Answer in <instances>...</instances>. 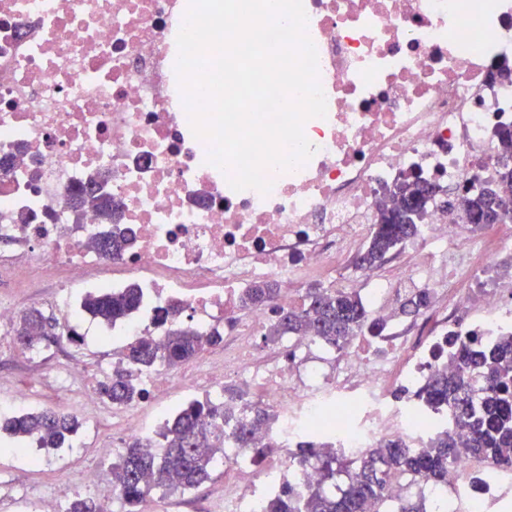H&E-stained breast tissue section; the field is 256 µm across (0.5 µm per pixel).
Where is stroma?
I'll list each match as a JSON object with an SVG mask.
<instances>
[{"label": "stroma", "instance_id": "35a3bbf8", "mask_svg": "<svg viewBox=\"0 0 512 512\" xmlns=\"http://www.w3.org/2000/svg\"><path fill=\"white\" fill-rule=\"evenodd\" d=\"M86 328L87 320H80ZM11 327H0V338L6 339L0 348V391L13 394L18 410L54 409L83 418L84 423L72 447L47 453L44 466L30 464V455L15 450L9 437L0 438V473L22 474L23 480L14 484L12 494L0 496V512H19L18 502L27 497L54 491L65 497L67 486L75 479L92 481L111 474L112 461L101 453L103 445L112 441V406L103 403L100 418L85 420V393L95 389L112 372V345L100 336L88 332L83 345L75 346L61 341L58 346L44 350L41 363L28 362L25 348L12 339ZM74 362L79 379L67 392H60L55 382L53 367L56 361ZM224 495V472L216 470L208 482L185 493L155 492L158 512H213L214 504Z\"/></svg>", "mask_w": 512, "mask_h": 512}]
</instances>
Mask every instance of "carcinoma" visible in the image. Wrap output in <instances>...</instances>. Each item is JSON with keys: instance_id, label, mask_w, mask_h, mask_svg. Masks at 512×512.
Instances as JSON below:
<instances>
[{"instance_id": "1", "label": "carcinoma", "mask_w": 512, "mask_h": 512, "mask_svg": "<svg viewBox=\"0 0 512 512\" xmlns=\"http://www.w3.org/2000/svg\"><path fill=\"white\" fill-rule=\"evenodd\" d=\"M500 146L498 182L512 183V126L497 131ZM422 179L403 177L389 189L388 198L378 208L375 224L365 249L357 257L362 267L380 268L389 257L415 237L421 218L412 208ZM501 197L490 183H481L459 195V206L466 223L492 225L498 221ZM78 214L96 210L112 228L97 236L99 254L111 257L125 252L130 243L121 228L112 197L81 188L70 197ZM280 286L274 280L255 283L241 297V307L250 309L272 304ZM430 301L422 289L406 298L396 315L416 316ZM142 303L140 289L132 284L123 291H97L84 295L82 313L108 325L123 322ZM166 326L165 341L153 344L135 340L121 352L108 380L98 393L114 405H125L143 395L139 375L156 367L176 368L195 358L205 347L221 341V335L204 333L183 321L166 325L167 314L157 316ZM385 320L373 315L360 292L352 289L315 287L307 289L300 307L282 311L264 333L273 342L288 336L309 335L339 350L357 336L378 337ZM13 333L24 338L23 345L49 347L62 339L76 342L80 333L74 327L59 328L53 314L32 308L16 321ZM455 349L453 372L437 370L419 391L424 407L446 411L465 437L456 439L443 433L423 448H408L400 440H382L351 460L328 448L302 444L293 457L301 463L313 462L320 479L303 492L287 487L271 499L266 512H423L422 495L393 497L389 483L402 479L411 484L441 485L448 466L463 455L481 457L492 465L512 467V335L488 343L476 334L450 337ZM274 415L245 402V393L235 386L224 387V400L194 399L174 416L164 420L157 431L164 451L146 452L138 443L127 445L112 464V487L118 493L123 512H142L147 492H186L211 478L217 461L224 458V442L234 439L249 446L253 430ZM81 427L76 417L52 410H31L17 414L4 431L20 442L34 439L39 447L57 449L71 440ZM65 512H108L94 496L69 501Z\"/></svg>"}]
</instances>
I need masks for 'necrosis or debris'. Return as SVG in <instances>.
I'll list each match as a JSON object with an SVG mask.
<instances>
[{"label":"necrosis or debris","mask_w":512,"mask_h":512,"mask_svg":"<svg viewBox=\"0 0 512 512\" xmlns=\"http://www.w3.org/2000/svg\"><path fill=\"white\" fill-rule=\"evenodd\" d=\"M327 114L308 119L315 152L301 167L266 170L268 194L233 190L209 163L211 144L191 129L175 64L187 0H0V325L14 293L54 285L62 326L73 325L71 287L136 283L142 312L116 336L161 341L156 313L173 302L221 349L190 374L205 390L255 371L256 402L275 410L258 429L261 472L250 449L226 443L224 512H265L282 487L306 488L318 471L290 453L313 441L350 458L397 438L424 447L446 429L415 398L435 370H450L448 336L512 333V231L472 234L459 207L431 202L419 239L402 249L401 291L429 284L421 335L390 330L353 339L341 359L301 360L316 342L292 336L293 359L259 356L254 340L302 302L301 289L331 279L361 251L386 189L405 173L455 189L471 172L496 177L497 131L512 126V0H303ZM103 179L131 244L107 259L90 245L104 226L70 220L69 198ZM281 283L274 308L242 312L255 282ZM187 374V375H190ZM164 368L141 386L186 385ZM448 508L512 512V470L460 457L448 473Z\"/></svg>","instance_id":"necrosis-or-debris-1"}]
</instances>
